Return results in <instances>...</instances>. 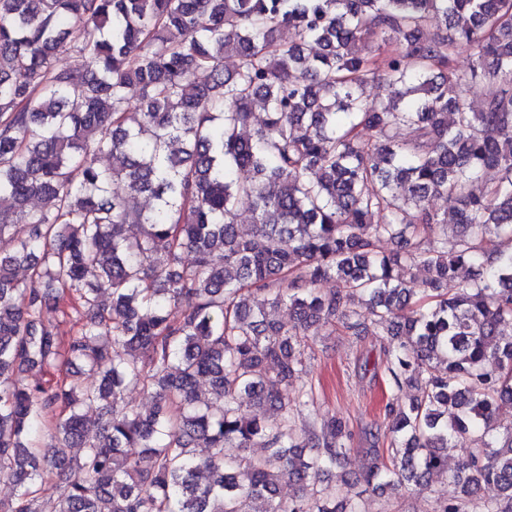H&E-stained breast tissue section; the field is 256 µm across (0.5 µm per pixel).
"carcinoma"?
Instances as JSON below:
<instances>
[{"label": "carcinoma", "instance_id": "carcinoma-1", "mask_svg": "<svg viewBox=\"0 0 512 512\" xmlns=\"http://www.w3.org/2000/svg\"><path fill=\"white\" fill-rule=\"evenodd\" d=\"M63 54L86 68L58 66ZM402 126L412 137L396 139ZM487 170L497 181L474 192ZM435 197L460 228L451 252ZM502 237L512 0H0V480L16 486L0 512H40L59 467L54 512H359L314 489L347 455L346 424L288 421L306 405L295 345L316 324L385 334L389 380L416 390L387 404L390 453L374 455L367 487L426 481L462 447L448 473L461 496L437 512H512V426L495 416L512 400ZM415 268L419 288L404 278ZM66 295L83 324L64 342L45 312ZM281 305L288 327L268 319ZM51 366L64 371L54 388L23 382ZM132 385L152 391V412L124 404ZM242 394L280 415L248 414ZM255 444L263 455L224 456ZM281 481L298 487L287 502Z\"/></svg>", "mask_w": 512, "mask_h": 512}]
</instances>
